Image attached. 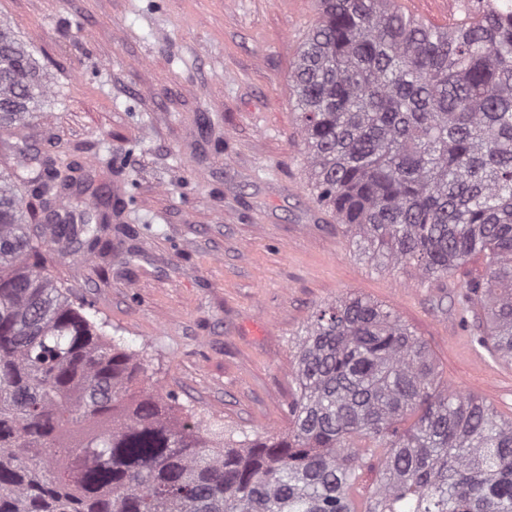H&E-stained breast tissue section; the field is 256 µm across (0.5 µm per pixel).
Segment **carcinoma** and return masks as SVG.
Masks as SVG:
<instances>
[{
	"mask_svg": "<svg viewBox=\"0 0 512 512\" xmlns=\"http://www.w3.org/2000/svg\"><path fill=\"white\" fill-rule=\"evenodd\" d=\"M291 72L317 204L424 284L480 255L457 315L512 361V12L436 27L398 0H317ZM49 94L0 22V512H512V416L440 384L391 307L346 294L297 333L288 427L224 432L147 383L49 269L108 248L125 201L10 138ZM69 191V220L27 198ZM381 467L369 496L354 489Z\"/></svg>",
	"mask_w": 512,
	"mask_h": 512,
	"instance_id": "1",
	"label": "carcinoma"
}]
</instances>
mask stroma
I'll list each match as a JSON object with an SVG mask.
<instances>
[{
	"label": "stroma",
	"mask_w": 512,
	"mask_h": 512,
	"mask_svg": "<svg viewBox=\"0 0 512 512\" xmlns=\"http://www.w3.org/2000/svg\"><path fill=\"white\" fill-rule=\"evenodd\" d=\"M1 19L51 77L27 145L127 199L110 254L49 266L161 392L228 431L285 429L290 344L352 293L397 310L443 382L512 414V364L455 312L480 259L417 285L355 256L309 193L289 76L313 0H0Z\"/></svg>",
	"instance_id": "1"
}]
</instances>
